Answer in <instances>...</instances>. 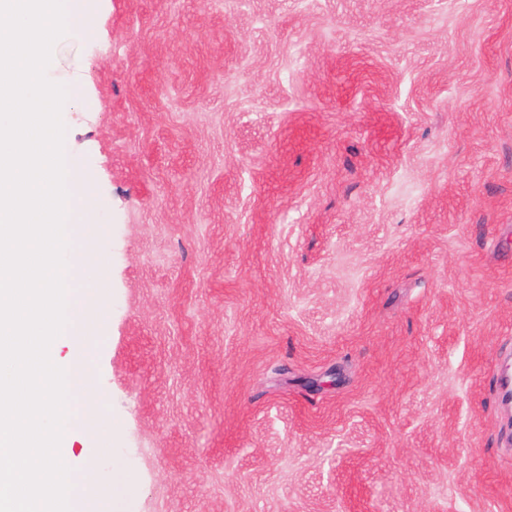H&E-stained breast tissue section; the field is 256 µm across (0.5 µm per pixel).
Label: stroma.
Returning <instances> with one entry per match:
<instances>
[{
    "instance_id": "1",
    "label": "stroma",
    "mask_w": 512,
    "mask_h": 512,
    "mask_svg": "<svg viewBox=\"0 0 512 512\" xmlns=\"http://www.w3.org/2000/svg\"><path fill=\"white\" fill-rule=\"evenodd\" d=\"M112 512H512V0H89Z\"/></svg>"
}]
</instances>
